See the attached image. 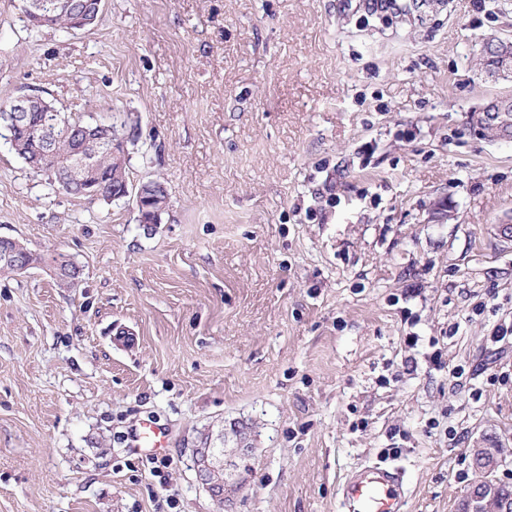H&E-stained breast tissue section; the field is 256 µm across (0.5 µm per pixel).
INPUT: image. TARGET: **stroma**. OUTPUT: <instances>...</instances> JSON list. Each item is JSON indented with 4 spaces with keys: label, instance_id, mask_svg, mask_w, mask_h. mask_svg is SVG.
<instances>
[{
    "label": "stroma",
    "instance_id": "1",
    "mask_svg": "<svg viewBox=\"0 0 512 512\" xmlns=\"http://www.w3.org/2000/svg\"><path fill=\"white\" fill-rule=\"evenodd\" d=\"M493 37L512 0H105L76 31L0 0V102L134 124L131 183L167 189L142 224L0 138V238L81 268L0 272V512H340L379 462L406 512H461L478 445L512 486V139L474 124L512 96ZM147 417L159 478L125 439ZM483 62L494 75L511 79L512 77V40L511 38H493L484 43ZM217 455L210 448L196 449L197 476L202 485L219 500L224 498V477H221L220 470L223 465H215ZM219 461V458H217Z\"/></svg>",
    "mask_w": 512,
    "mask_h": 512
}]
</instances>
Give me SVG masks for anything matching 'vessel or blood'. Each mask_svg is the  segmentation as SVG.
Listing matches in <instances>:
<instances>
[{
	"mask_svg": "<svg viewBox=\"0 0 512 512\" xmlns=\"http://www.w3.org/2000/svg\"><path fill=\"white\" fill-rule=\"evenodd\" d=\"M134 447L160 448L166 431L156 421H141L130 432ZM407 491L399 469L378 463L353 471L340 486L343 512H406Z\"/></svg>",
	"mask_w": 512,
	"mask_h": 512,
	"instance_id": "obj_1",
	"label": "vessel or blood"
}]
</instances>
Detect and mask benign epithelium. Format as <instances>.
<instances>
[{
	"label": "benign epithelium",
	"instance_id": "7a95c632",
	"mask_svg": "<svg viewBox=\"0 0 512 512\" xmlns=\"http://www.w3.org/2000/svg\"><path fill=\"white\" fill-rule=\"evenodd\" d=\"M23 11L30 23L37 26H53L65 15L71 17L73 29H85L98 22L103 12V0H24ZM483 62L487 69L502 78L512 77V40L509 38H493L484 43ZM52 107L39 96L22 94L0 108V117L7 121L5 128L14 133L24 130L30 133L41 144L38 154L40 164L36 169L46 170L56 175L57 181L69 185H77L87 189V194L97 197L102 187L110 182L111 173L100 166V157L108 155L113 159V167L121 171L126 163L123 141L108 138L96 129L85 126L67 127L64 129L73 146L63 153L57 147L59 135L57 125L48 117H43L38 124L30 120V113L36 111L49 112ZM508 111L504 101H491L479 110L476 123L482 127L493 122L501 113ZM141 223H159L163 210L161 197L143 183L134 192ZM0 267L12 272H23L31 268L6 250L0 253ZM224 454V449L213 452L208 448L196 450L197 476L202 485L211 495L224 499V478L221 477L222 467L215 465L217 455ZM479 479L463 504V512H512V497L500 492V486L494 473L503 462L499 448L471 449Z\"/></svg>",
	"mask_w": 512,
	"mask_h": 512
}]
</instances>
